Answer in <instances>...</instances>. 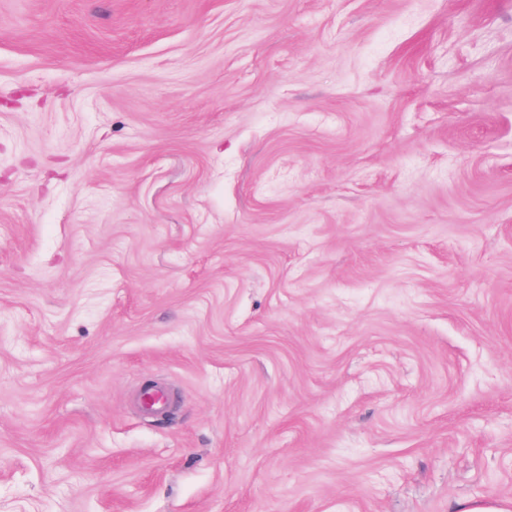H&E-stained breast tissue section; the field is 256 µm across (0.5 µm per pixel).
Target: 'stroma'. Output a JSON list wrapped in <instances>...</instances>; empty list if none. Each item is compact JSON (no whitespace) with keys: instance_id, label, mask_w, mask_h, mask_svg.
Segmentation results:
<instances>
[{"instance_id":"35a3bbf8","label":"stroma","mask_w":512,"mask_h":512,"mask_svg":"<svg viewBox=\"0 0 512 512\" xmlns=\"http://www.w3.org/2000/svg\"><path fill=\"white\" fill-rule=\"evenodd\" d=\"M476 501L512 0H0V512Z\"/></svg>"}]
</instances>
